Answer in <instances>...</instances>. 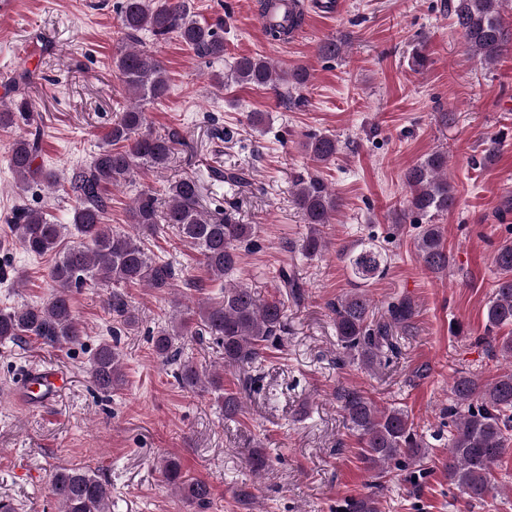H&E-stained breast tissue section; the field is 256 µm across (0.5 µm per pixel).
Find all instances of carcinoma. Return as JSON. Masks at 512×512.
<instances>
[{
  "label": "carcinoma",
  "instance_id": "1",
  "mask_svg": "<svg viewBox=\"0 0 512 512\" xmlns=\"http://www.w3.org/2000/svg\"><path fill=\"white\" fill-rule=\"evenodd\" d=\"M506 0H447L445 7L461 30L468 48L482 63L491 66L512 48V28L504 20ZM120 29L131 45L113 56L119 79L132 103L115 113L106 136V145L86 166L72 169L63 179L51 168L37 162L41 152L42 130L35 102L21 95L32 85L35 74L19 67L3 78L13 95L0 100V129H19L7 166L20 188L31 185H58L75 206L72 223L59 224L41 210L27 207L13 213L10 231L20 246L37 257L50 256L47 276L54 284L51 299L41 304H22L0 309V343L35 338L57 347L80 344L85 327L75 316L71 295L86 287L112 288L105 301L112 318V341H103L92 354L90 379L101 392L110 393L122 385L124 371L117 351L118 339L138 328L139 317L129 304L121 286L143 284L157 291L176 287L179 273L168 261L153 254L147 243L165 225L178 239L196 250L200 264L215 280H222L236 266L239 248L253 243L255 225L242 224L233 209L210 214L200 206V185L191 176L168 182L162 189L149 188L139 193L129 209L130 232L119 231L107 223L110 190L133 181L145 171L168 166L175 145L174 133L151 130L141 102L159 103L166 98L169 77L163 63L153 54L139 49L142 32L158 39L172 35L192 48L200 58L224 59V26L194 19L189 0H120ZM304 24L303 7L295 2L288 11L287 25L262 24L266 40L274 45L288 41ZM317 54L336 59L341 45L323 39ZM237 85L270 88L283 98L308 81L305 68L276 69L263 55L242 56L230 66V77L216 76L217 86L224 81ZM314 162L336 158L338 144L326 134H313L306 143ZM448 153L437 150L404 172L407 210L416 234V256L425 270L446 271L450 255L445 246V228L422 224L452 210L456 204L454 187L448 182ZM291 203L307 224L301 250L316 256L325 249L321 228L332 223L339 207L336 193L315 173L298 175L292 182ZM338 256L350 272L353 288L330 303L336 336L342 352L336 357L340 367L358 362L372 372L389 354L397 350L396 336L411 331L417 314L411 297L399 295L388 302L384 312L367 294V283L382 276L391 259L378 238L370 236ZM492 263L497 272L492 296L486 306L485 335L500 342L507 367L485 382L478 375L457 371L450 383L448 414V482L471 502L480 503L492 489L493 468L512 447V336H495L502 327H512V241L505 240L494 251ZM279 287L285 293L271 299L260 298L253 289L241 285L224 286L216 301L199 304L198 310L171 316L167 326L152 337L153 350L166 361H179L177 381L192 391L222 390L223 377L208 374L189 360H180L182 341L190 336L200 342L210 339L224 350V367L244 369L260 364L264 351L279 346L285 330L288 302L298 304L304 289L293 270L278 269ZM344 428L356 439L360 461L368 471L386 466L404 471L425 458L428 444L418 434L407 410L379 405L365 390L343 386L336 393ZM241 398L226 392L222 398L224 417L232 419L242 411ZM248 461L254 474L265 471L268 457L262 448H253ZM165 482L201 512L210 507L212 491L201 479L187 475L179 461L167 457L160 462ZM50 494L57 512H110L108 485L85 467H60L52 475ZM342 512H376L367 498H350Z\"/></svg>",
  "mask_w": 512,
  "mask_h": 512
}]
</instances>
